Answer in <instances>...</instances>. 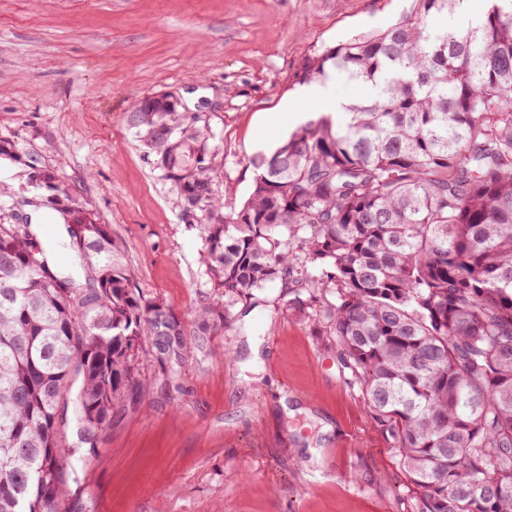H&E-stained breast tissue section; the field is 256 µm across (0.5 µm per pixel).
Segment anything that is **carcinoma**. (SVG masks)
<instances>
[{
  "instance_id": "carcinoma-1",
  "label": "carcinoma",
  "mask_w": 512,
  "mask_h": 512,
  "mask_svg": "<svg viewBox=\"0 0 512 512\" xmlns=\"http://www.w3.org/2000/svg\"><path fill=\"white\" fill-rule=\"evenodd\" d=\"M458 0L306 59L375 94L260 157L239 208L210 200L196 115L149 97L126 124L200 211L224 318L281 288L327 322L343 369L410 485L416 512H512V0L431 32ZM57 184L76 272L0 206V512H85L81 464L114 413L150 393L136 361L185 359L186 324L145 298L108 224ZM77 441H65L68 415Z\"/></svg>"
}]
</instances>
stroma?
Segmentation results:
<instances>
[{
    "mask_svg": "<svg viewBox=\"0 0 512 512\" xmlns=\"http://www.w3.org/2000/svg\"><path fill=\"white\" fill-rule=\"evenodd\" d=\"M415 0H0V137L37 153L110 225L147 299L187 324L178 389L114 417L87 464L90 512H412L398 459L337 360L327 324L265 290L243 320L201 263L180 190L124 114L180 93L199 117L213 197L239 206L256 160L321 102L304 60L384 30ZM0 161V202L38 198ZM212 309L206 335L196 311Z\"/></svg>",
    "mask_w": 512,
    "mask_h": 512,
    "instance_id": "35a3bbf8",
    "label": "stroma"
}]
</instances>
